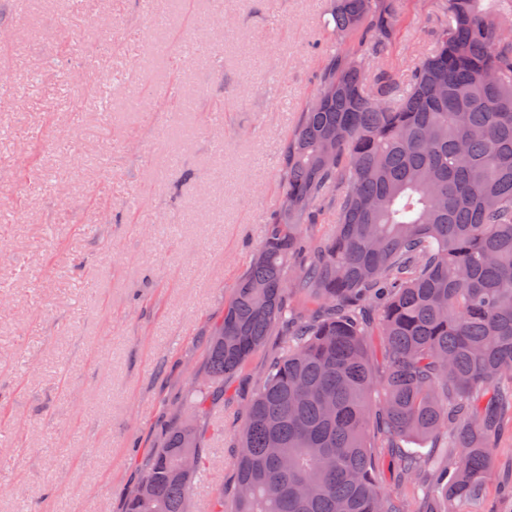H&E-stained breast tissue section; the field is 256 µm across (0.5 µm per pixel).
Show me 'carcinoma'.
I'll use <instances>...</instances> for the list:
<instances>
[{"instance_id":"obj_1","label":"carcinoma","mask_w":512,"mask_h":512,"mask_svg":"<svg viewBox=\"0 0 512 512\" xmlns=\"http://www.w3.org/2000/svg\"><path fill=\"white\" fill-rule=\"evenodd\" d=\"M401 80L393 0H333L331 54L288 136L281 203L210 328L196 419L264 350L236 432V486L212 512H490V448L512 426V0H445ZM333 211V233L316 216ZM442 448L440 455L411 446ZM199 429L173 418L125 512H188Z\"/></svg>"}]
</instances>
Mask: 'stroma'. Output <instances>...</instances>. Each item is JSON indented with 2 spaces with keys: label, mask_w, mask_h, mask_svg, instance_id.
<instances>
[{
  "label": "stroma",
  "mask_w": 512,
  "mask_h": 512,
  "mask_svg": "<svg viewBox=\"0 0 512 512\" xmlns=\"http://www.w3.org/2000/svg\"><path fill=\"white\" fill-rule=\"evenodd\" d=\"M330 0H0V512H124L205 365L208 321L278 208L288 135L335 46ZM410 74L444 21L396 0ZM262 356L201 419L236 484ZM484 499L512 512V431Z\"/></svg>",
  "instance_id": "1"
}]
</instances>
